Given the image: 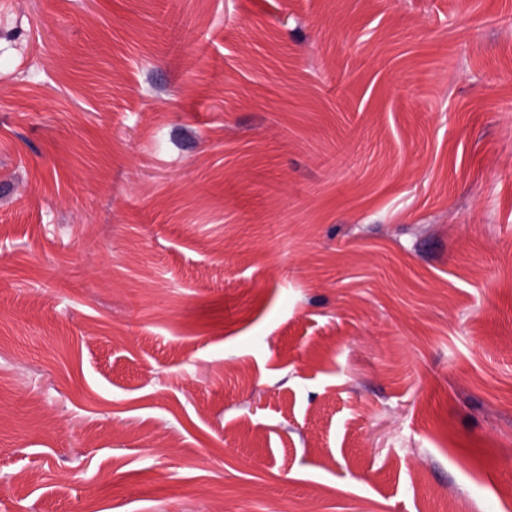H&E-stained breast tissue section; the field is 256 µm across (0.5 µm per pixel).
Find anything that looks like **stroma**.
<instances>
[{
  "label": "stroma",
  "mask_w": 512,
  "mask_h": 512,
  "mask_svg": "<svg viewBox=\"0 0 512 512\" xmlns=\"http://www.w3.org/2000/svg\"><path fill=\"white\" fill-rule=\"evenodd\" d=\"M512 0H0V512H512Z\"/></svg>",
  "instance_id": "stroma-1"
}]
</instances>
